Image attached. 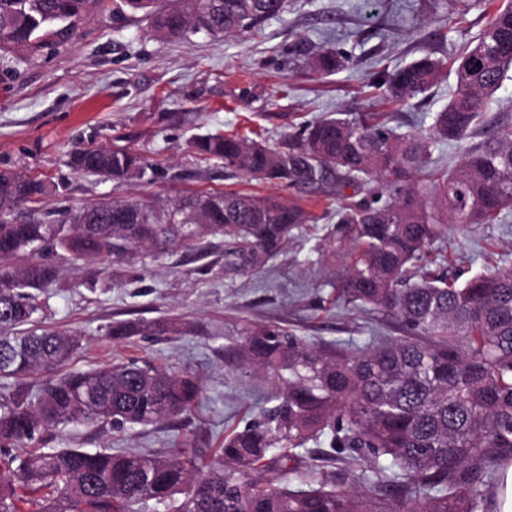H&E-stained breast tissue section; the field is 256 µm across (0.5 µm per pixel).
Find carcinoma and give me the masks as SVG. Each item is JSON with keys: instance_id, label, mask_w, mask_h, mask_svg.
Returning a JSON list of instances; mask_svg holds the SVG:
<instances>
[{"instance_id": "cac0c4a2", "label": "carcinoma", "mask_w": 512, "mask_h": 512, "mask_svg": "<svg viewBox=\"0 0 512 512\" xmlns=\"http://www.w3.org/2000/svg\"><path fill=\"white\" fill-rule=\"evenodd\" d=\"M0 0V75L48 48L101 5L121 20L142 11L165 41L237 35L279 17L285 0ZM491 14L453 62L456 90L425 131L400 133L388 112H336L303 122L275 146L235 134L189 145L202 159L257 180L336 196V225L317 252L339 253L336 301L377 310L397 336L321 342L271 323H245L233 364L271 379L272 406L224 435L221 468L184 448L89 452L37 447L70 425L123 430L176 422L200 402L196 377L131 359L83 371L68 365L79 340L39 326L55 269L0 270V379L46 375L38 389L0 400V512H494L501 467L512 463V270L461 281L445 273L438 243L454 224H500L512 212V131L475 145L496 123L492 107L512 68V0H469ZM352 57L325 47L314 69L333 74ZM446 63L428 52L385 69L371 87L398 104L425 97ZM453 169L424 171L443 145ZM72 168L113 180L153 170L128 147H91ZM384 185L382 194L368 191ZM353 193L346 194V189ZM60 194L37 176L0 170V260L61 250L73 259L124 260L139 248H195L224 238V272L276 259L294 232L316 222L297 201L241 191L187 195L160 207L138 200L63 209L56 223L15 212ZM175 318L112 322L108 334H185ZM313 443L316 448L308 447ZM273 468L275 479L262 474Z\"/></svg>"}]
</instances>
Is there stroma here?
<instances>
[{
    "label": "stroma",
    "instance_id": "1",
    "mask_svg": "<svg viewBox=\"0 0 512 512\" xmlns=\"http://www.w3.org/2000/svg\"><path fill=\"white\" fill-rule=\"evenodd\" d=\"M286 3L283 15L260 29L226 39L199 33L181 42L157 40L142 14L116 22L102 10L43 55L15 63L12 77L0 80V169L65 188L62 196L23 206L21 216L39 218L60 205L77 210L104 199L165 203L210 191L298 196V189L202 161L188 143L197 135L234 131L260 132L274 144L294 124L331 112H389L401 131L427 129L428 113L454 93V76L410 108L375 98L370 78L431 50L451 58L488 21L462 0H448L444 9L436 0ZM324 46L349 53L353 67L331 75L314 72L308 62ZM113 144L140 153L157 175L113 181L71 168L72 152ZM308 207L318 222L304 225L278 259L245 276L225 274L220 237L205 241L200 256L174 245L123 261L54 259L55 277L38 292L47 305L42 322L79 337L72 366L91 370L145 358L174 372H193L205 401L172 425L121 433L106 423L71 427L51 432L46 447L166 452L187 446L210 460L226 431L258 420L271 390L264 377L224 359L243 321L277 323L323 340L366 336L375 327L392 333L381 316L337 304L334 285L344 266L315 253L335 223L331 203L317 197ZM445 246L449 275L512 269V216L502 224L451 228ZM163 317L192 322L195 330L123 341L108 335L118 320Z\"/></svg>",
    "mask_w": 512,
    "mask_h": 512
}]
</instances>
